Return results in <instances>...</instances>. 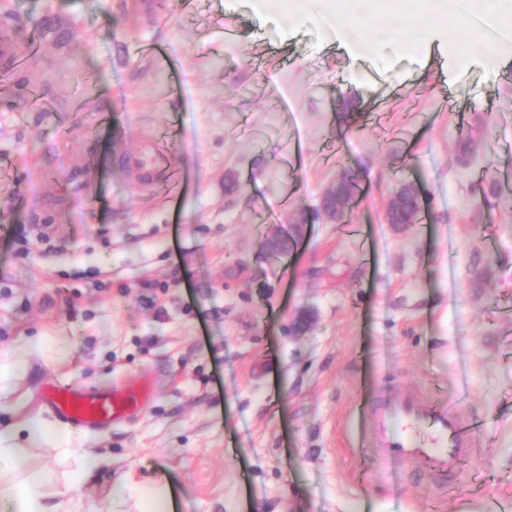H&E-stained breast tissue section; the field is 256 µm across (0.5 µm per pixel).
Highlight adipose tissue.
Listing matches in <instances>:
<instances>
[{
    "mask_svg": "<svg viewBox=\"0 0 512 512\" xmlns=\"http://www.w3.org/2000/svg\"><path fill=\"white\" fill-rule=\"evenodd\" d=\"M41 437V427L34 420L0 428V499L10 504L11 512H82L80 501L52 491L48 474L31 471L24 480L16 479L30 447Z\"/></svg>",
    "mask_w": 512,
    "mask_h": 512,
    "instance_id": "adipose-tissue-1",
    "label": "adipose tissue"
}]
</instances>
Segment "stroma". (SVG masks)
I'll use <instances>...</instances> for the list:
<instances>
[{"mask_svg":"<svg viewBox=\"0 0 512 512\" xmlns=\"http://www.w3.org/2000/svg\"><path fill=\"white\" fill-rule=\"evenodd\" d=\"M273 10L0 0V426L41 421L27 467L88 512H138L121 479L175 512H512V41L465 60L442 29L383 72ZM145 140L175 192L119 164ZM345 171L336 224L318 204ZM404 178L421 212L398 228ZM142 373L152 402L98 432L37 398ZM399 385L488 418L451 486L372 447L360 407ZM63 433L104 459L74 486Z\"/></svg>","mask_w":512,"mask_h":512,"instance_id":"35a3bbf8","label":"stroma"}]
</instances>
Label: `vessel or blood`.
Segmentation results:
<instances>
[{
    "label": "vessel or blood",
    "mask_w": 512,
    "mask_h": 512,
    "mask_svg": "<svg viewBox=\"0 0 512 512\" xmlns=\"http://www.w3.org/2000/svg\"><path fill=\"white\" fill-rule=\"evenodd\" d=\"M129 165L148 184L176 179L170 163L156 145L131 156ZM148 377L90 389L77 382L54 381L42 396L56 417L83 430H101L129 421L151 399ZM375 447L385 459L422 464L431 475L442 478L458 473L476 446V436L486 427L484 419L466 417L446 402H432L407 388L381 396L366 405Z\"/></svg>",
    "instance_id": "obj_1"
}]
</instances>
